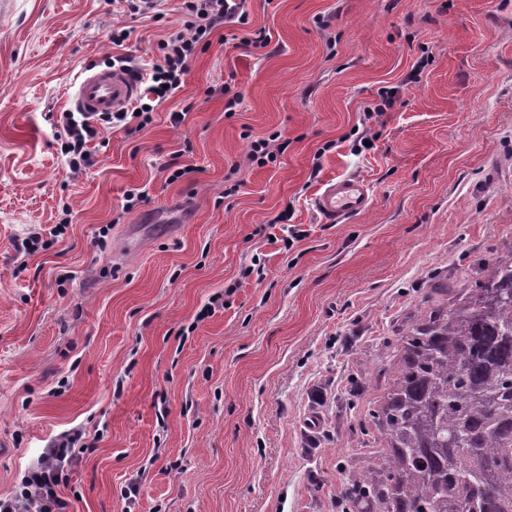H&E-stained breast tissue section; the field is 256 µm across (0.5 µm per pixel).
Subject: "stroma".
Here are the masks:
<instances>
[{"instance_id": "35a3bbf8", "label": "stroma", "mask_w": 512, "mask_h": 512, "mask_svg": "<svg viewBox=\"0 0 512 512\" xmlns=\"http://www.w3.org/2000/svg\"><path fill=\"white\" fill-rule=\"evenodd\" d=\"M244 9L266 50L214 31L152 123L93 140L78 174L59 140L76 74L108 65L116 27L157 63L180 0L158 22L121 0H11L0 16V497L76 431L68 512H336L386 452L370 414L401 335L512 253V0ZM268 138L282 153L250 162ZM177 150L196 172L171 183ZM338 176L365 180L372 206L327 224L312 200ZM133 188L150 200L123 212ZM65 205V234L25 254ZM284 212L307 232L289 248ZM217 293L227 307L197 321Z\"/></svg>"}]
</instances>
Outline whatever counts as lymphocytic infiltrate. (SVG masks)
Here are the masks:
<instances>
[{"label":"lymphocytic infiltrate","mask_w":512,"mask_h":512,"mask_svg":"<svg viewBox=\"0 0 512 512\" xmlns=\"http://www.w3.org/2000/svg\"><path fill=\"white\" fill-rule=\"evenodd\" d=\"M181 15L180 28L158 41L160 60L134 109L97 117L83 112L60 115L65 134L61 152L71 172L78 174L92 166L89 144L103 131L117 127L131 136L150 124L153 110L183 86L198 47L209 46L214 31L248 22L243 0H181ZM79 439L78 433L64 432L52 440L22 478L19 491L0 498V512H66L68 503L59 487L67 466L74 462L73 448Z\"/></svg>","instance_id":"1"}]
</instances>
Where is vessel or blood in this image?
<instances>
[{
	"label": "vessel or blood",
	"instance_id": "vessel-or-blood-1",
	"mask_svg": "<svg viewBox=\"0 0 512 512\" xmlns=\"http://www.w3.org/2000/svg\"><path fill=\"white\" fill-rule=\"evenodd\" d=\"M138 90L136 75L124 68L89 66L78 76L69 100L80 112H117L134 99ZM313 204L327 223L338 224L346 216L366 210L371 197L365 181L342 177L326 181Z\"/></svg>",
	"mask_w": 512,
	"mask_h": 512
}]
</instances>
